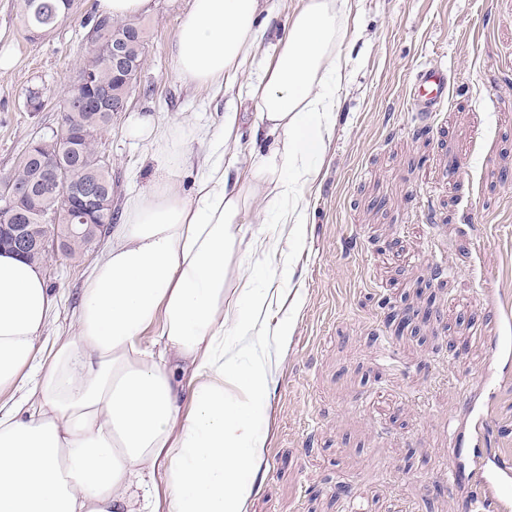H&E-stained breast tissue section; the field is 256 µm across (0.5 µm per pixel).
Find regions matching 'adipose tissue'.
<instances>
[{
  "instance_id": "ef3b65f1",
  "label": "adipose tissue",
  "mask_w": 512,
  "mask_h": 512,
  "mask_svg": "<svg viewBox=\"0 0 512 512\" xmlns=\"http://www.w3.org/2000/svg\"><path fill=\"white\" fill-rule=\"evenodd\" d=\"M260 0H192L170 45L188 86L236 81ZM351 0H305L251 85L274 148L242 159L232 131L173 135L151 189L131 195L81 289L71 331L38 265L0 252V512H248L266 437L260 258L308 217L349 78ZM208 143L193 198L174 161ZM278 229H263L268 219ZM257 231H248V223ZM236 279H229V272ZM234 299H227V291ZM238 346L229 350L225 337Z\"/></svg>"
}]
</instances>
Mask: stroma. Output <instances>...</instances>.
Instances as JSON below:
<instances>
[{
    "instance_id": "35a3bbf8",
    "label": "stroma",
    "mask_w": 512,
    "mask_h": 512,
    "mask_svg": "<svg viewBox=\"0 0 512 512\" xmlns=\"http://www.w3.org/2000/svg\"><path fill=\"white\" fill-rule=\"evenodd\" d=\"M305 0H260L269 24L246 79H257L288 18ZM96 0L42 36L31 35L17 0H0V178L32 142L61 122L62 99L86 55ZM189 0H152L141 15L147 51L125 111L98 138L112 166V207L153 177L155 145L131 138L152 118L160 130L198 125L219 133L236 115L244 155L270 147L244 83H181L171 40ZM350 28L362 39L340 93L332 145L308 190V221L290 235L287 259L261 261L263 275L288 264L267 336L269 408L254 419L266 433L263 467L248 512H463L468 486L452 484L451 429L469 425L466 400L490 405L488 453L512 458V374L485 385V337L504 335L489 298L512 306V0H360ZM438 66L448 96L429 118L408 99L415 73ZM46 106L29 111L31 90ZM102 244L82 258L55 256L43 274L57 305L51 330L69 331L76 294ZM442 267L443 278L430 277ZM407 310L396 328L386 305ZM350 495L336 497L339 482ZM445 485L432 496L434 484Z\"/></svg>"
}]
</instances>
